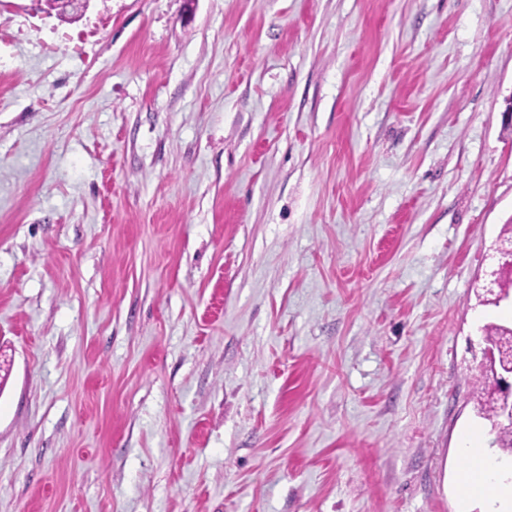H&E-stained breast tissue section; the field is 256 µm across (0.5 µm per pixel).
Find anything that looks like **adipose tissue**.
<instances>
[{"instance_id":"1","label":"adipose tissue","mask_w":512,"mask_h":512,"mask_svg":"<svg viewBox=\"0 0 512 512\" xmlns=\"http://www.w3.org/2000/svg\"><path fill=\"white\" fill-rule=\"evenodd\" d=\"M464 464L458 474V493L462 501L496 492L512 496V486L503 481L505 466L489 455L473 435H465L460 446Z\"/></svg>"}]
</instances>
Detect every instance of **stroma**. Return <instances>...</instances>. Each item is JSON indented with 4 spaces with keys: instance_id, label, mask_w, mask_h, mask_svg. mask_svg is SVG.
I'll return each instance as SVG.
<instances>
[{
    "instance_id": "obj_1",
    "label": "stroma",
    "mask_w": 512,
    "mask_h": 512,
    "mask_svg": "<svg viewBox=\"0 0 512 512\" xmlns=\"http://www.w3.org/2000/svg\"><path fill=\"white\" fill-rule=\"evenodd\" d=\"M511 97L512 0H0V512H457Z\"/></svg>"
}]
</instances>
